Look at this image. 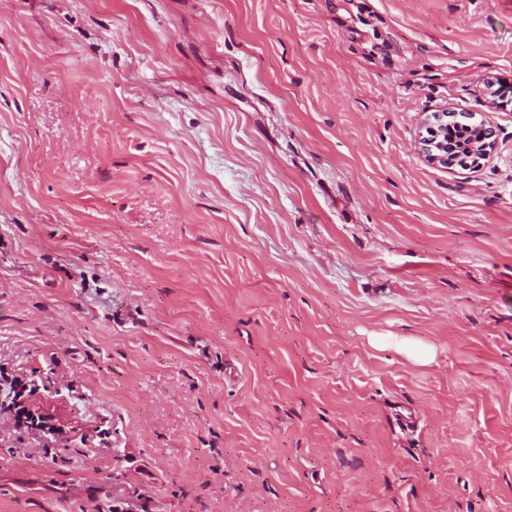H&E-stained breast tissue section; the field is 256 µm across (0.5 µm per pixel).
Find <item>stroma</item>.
<instances>
[{"label":"stroma","instance_id":"stroma-1","mask_svg":"<svg viewBox=\"0 0 512 512\" xmlns=\"http://www.w3.org/2000/svg\"><path fill=\"white\" fill-rule=\"evenodd\" d=\"M483 77L512 0H0V512H512ZM444 111V110H443ZM431 112L425 118V127L428 129L426 136H422L419 141V151L423 158L432 165L444 166L452 168L456 165V157L448 156V139L454 144L458 151L456 153L463 154L469 151V145L474 141H479L483 134L481 126L472 128L460 127L452 132L448 128L451 125L449 121L457 116V112L450 111ZM484 132L478 148L485 151L491 145L494 146V140L486 141ZM25 388L26 384H22V381L19 379V377L16 376L10 379V391L13 393V397L11 402L7 405V408L11 409L12 406H18L15 408V425L17 427H32L34 425L33 417H31L29 413L25 412L22 407H19L17 402V400L23 396V391Z\"/></svg>","mask_w":512,"mask_h":512}]
</instances>
